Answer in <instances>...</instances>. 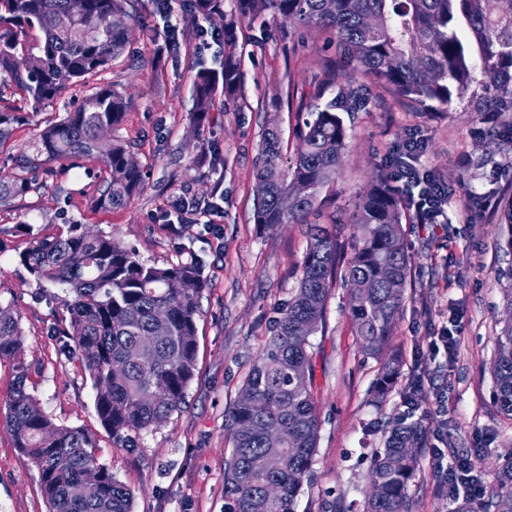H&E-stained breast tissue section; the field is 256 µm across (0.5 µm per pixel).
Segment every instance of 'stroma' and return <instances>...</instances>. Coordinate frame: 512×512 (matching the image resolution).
Segmentation results:
<instances>
[{"label": "stroma", "instance_id": "1", "mask_svg": "<svg viewBox=\"0 0 512 512\" xmlns=\"http://www.w3.org/2000/svg\"><path fill=\"white\" fill-rule=\"evenodd\" d=\"M172 19L153 4L140 13L130 54L103 75L131 99L119 131L131 142L148 177L146 188L121 208L102 209L97 190L106 172L94 158L76 167L57 162L31 175L34 188L0 207V303L19 314L22 337L16 361L29 368L28 386L59 424L93 434L100 461L134 492L133 512H224V462L231 442L224 412L238 396L273 320L298 285L307 246L306 227L266 229L254 222V173L262 131L277 118L285 153H293L299 105L322 106L328 71L362 87L363 111L346 116L348 151L336 181L324 188V203L310 219L334 225L351 254L354 217L374 176L384 171L395 146L414 129L428 148L421 168L443 174L453 186L441 224L404 220L412 256L411 281L391 344L402 356L397 380L383 402L373 392L379 364L360 349L349 314V294L336 283L324 322L311 336L320 437L312 466L296 498L295 512H363L367 472L403 405L412 374H420L423 406L431 411L429 442L453 458L469 452L481 482L492 486L505 456L512 454V419L492 397L490 365L498 321L505 317L503 288L512 255L500 249L507 232L496 213L500 192L512 186V128L503 118L476 112L474 81L449 107L424 112L341 54L333 36L317 28H292L281 20L238 21L232 45L198 49L200 23L185 0H175ZM175 23L184 41L179 57L166 49L164 31ZM240 65L242 91L218 100L202 137L191 149L193 76L196 65L219 67L225 53ZM49 107L15 124L0 146V169L47 124L62 119ZM204 198L209 223L182 225L171 234L166 220L175 193ZM20 224L29 233L17 232ZM82 224L136 250L148 264L166 266L201 259L206 286L199 298L197 369L186 403L163 426L134 436L133 449L113 443L94 408L93 383L78 360L62 352L69 327L62 288L40 286L21 264V253L41 240ZM459 319L454 352L432 349L428 338ZM445 414H437L438 406ZM411 512H452L441 479L422 463L409 486ZM0 512H46L38 475L0 425Z\"/></svg>", "mask_w": 512, "mask_h": 512}]
</instances>
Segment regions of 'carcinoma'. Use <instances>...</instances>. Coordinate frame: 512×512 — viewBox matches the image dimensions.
<instances>
[{
	"label": "carcinoma",
	"instance_id": "cac0c4a2",
	"mask_svg": "<svg viewBox=\"0 0 512 512\" xmlns=\"http://www.w3.org/2000/svg\"><path fill=\"white\" fill-rule=\"evenodd\" d=\"M138 0H85L78 18L70 0H0V90L20 95L31 112L67 104L87 79L111 68L130 44ZM196 18H224L223 0H190ZM235 14L250 22L271 14L293 26L328 29L370 73L399 98L422 110L446 106L463 96L480 66L486 95L480 106L501 117L512 114V0H235ZM467 29L472 54L458 36ZM328 84L335 96L302 119L293 159L284 160L282 133L273 119L264 128L255 173L254 220L274 227L307 225V249L298 286L273 320L265 346L225 412L232 442L224 469L225 512H294L317 448L319 422L313 396L314 367L309 337L322 324L337 278L353 286L351 316L362 352L380 363L376 400L397 379L398 355L389 346L411 273L401 227L413 190L440 184L433 170L409 168L404 186L392 173L379 174L356 213L359 230L353 254L341 263V244L322 224L307 223L324 187L336 178L347 148L341 113L359 112V90L350 83ZM241 89L236 59L220 69L200 68L193 79L194 124L203 129L216 94ZM129 108L113 85L82 93L78 108L37 137L14 161L19 173L0 172V203L31 188L23 177L51 162L92 156L103 162L107 179L97 205H126L145 188L144 168L132 164L133 147L112 136ZM19 120L0 108V144ZM299 186L307 193L287 210L280 199ZM512 252V195L500 202ZM22 262L40 284L65 289L69 319L65 352L81 361L96 391L94 406L116 443L157 429L181 411L197 360L196 315L205 288L203 263L195 258L170 266L149 265L114 238L89 234L71 224L67 234L43 240ZM22 336L20 318L0 304V359L15 356ZM493 397L512 417V320L503 319L490 366ZM28 368L16 365L15 386L0 407V421L33 463L47 512H133V491L99 462L96 438L79 427L56 424L27 389ZM278 434L272 448L266 432ZM426 426L397 421L367 474L372 494L364 512H410L409 482L427 447ZM97 471L93 484L87 472ZM512 509V457L500 466L484 508Z\"/></svg>",
	"mask_w": 512,
	"mask_h": 512
}]
</instances>
